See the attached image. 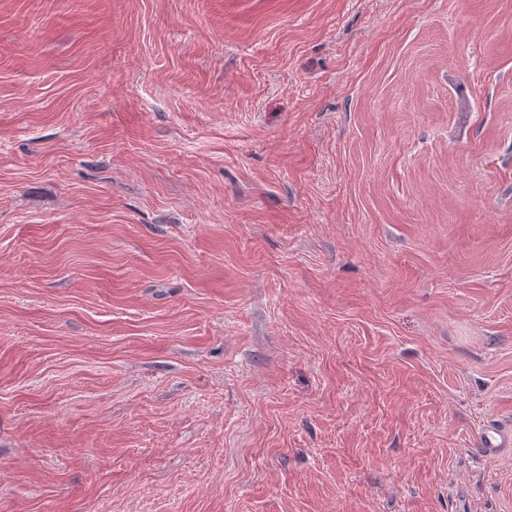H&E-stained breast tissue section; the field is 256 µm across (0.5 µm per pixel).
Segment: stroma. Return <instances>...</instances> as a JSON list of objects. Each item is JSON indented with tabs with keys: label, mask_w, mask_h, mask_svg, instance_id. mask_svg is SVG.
<instances>
[{
	"label": "stroma",
	"mask_w": 512,
	"mask_h": 512,
	"mask_svg": "<svg viewBox=\"0 0 512 512\" xmlns=\"http://www.w3.org/2000/svg\"><path fill=\"white\" fill-rule=\"evenodd\" d=\"M512 0H0V512H512ZM476 446L486 455H496L512 446V433L498 427H490L481 432Z\"/></svg>",
	"instance_id": "35a3bbf8"
}]
</instances>
